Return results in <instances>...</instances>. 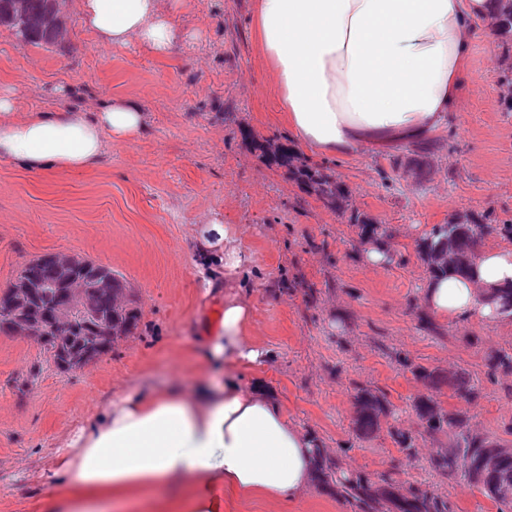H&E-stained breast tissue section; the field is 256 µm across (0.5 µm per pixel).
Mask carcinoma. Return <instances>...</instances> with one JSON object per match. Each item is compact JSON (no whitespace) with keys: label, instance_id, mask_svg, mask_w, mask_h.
<instances>
[{"label":"carcinoma","instance_id":"cac0c4a2","mask_svg":"<svg viewBox=\"0 0 512 512\" xmlns=\"http://www.w3.org/2000/svg\"><path fill=\"white\" fill-rule=\"evenodd\" d=\"M61 2L63 0H0V27L22 37L23 44L57 46L68 35ZM492 35L500 43L512 42V0H494ZM270 150L277 163L296 176L307 190L330 207L336 206L340 188L329 174L310 167L286 143H272ZM506 232L512 235V224H484L481 220L460 218L446 224H435L417 242L419 258L433 266V257L446 253L448 270L466 274L475 267L470 256L477 251L482 238ZM16 281L22 288L0 292V332L9 336L21 330L38 333L37 343L46 362L67 373L84 367L108 353L124 337L136 333L141 324V310L124 276L112 268L88 258H81L67 270L60 269L56 255L44 254L30 259L20 270ZM84 284V300L70 295L75 282ZM490 372H512V351L499 350L489 359ZM452 396L470 402L479 397L474 384L462 373L450 383ZM418 412L424 432L433 439L445 435L448 447L440 448L432 457V465L440 474L461 477L493 501L498 512H512V497L487 490L489 481L512 486V448L470 433L467 417L449 413L440 404L426 398L419 401ZM383 398L368 390L358 397L357 429L370 436L379 429ZM321 479L336 485L341 498L360 512H383L382 502L389 501L399 512H452L448 501L433 492L411 489L406 494L393 491L395 481L389 475L381 478L384 486L375 485L360 473L342 470L337 459L315 448Z\"/></svg>","mask_w":512,"mask_h":512}]
</instances>
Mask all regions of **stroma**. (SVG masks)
Masks as SVG:
<instances>
[{"mask_svg": "<svg viewBox=\"0 0 512 512\" xmlns=\"http://www.w3.org/2000/svg\"><path fill=\"white\" fill-rule=\"evenodd\" d=\"M184 42L158 56L131 45H96L67 0V40L56 47L20 44L0 28V89L21 112L88 110L137 101L147 128L112 146L90 170L31 173L0 162V290L30 259L67 251L112 267L129 282L142 313L139 330L72 373L44 368L20 389L19 377L42 363L38 343L0 333V512H40L59 494L57 448L129 389L190 391L203 369L194 353L225 299L252 306L245 335L265 358L241 366L249 389L263 380L290 422L316 438L348 472L372 481L392 475L400 490L447 499L454 512H497L461 478L433 468L447 437L432 440L416 410L436 396L469 417L471 432L512 447V374L490 373L488 358L512 349V317L421 327L428 268L416 244L433 225L472 215L512 222V112L496 88L507 49L486 21L473 24L454 112L425 146L363 148L328 157L296 150L336 178L341 210L309 194L266 154L269 140L291 138L286 115L251 38L255 0H170ZM234 229L245 257L226 272L206 262L193 230L209 213ZM386 225L391 256L363 261L361 220ZM444 380L466 373L476 401L435 390L415 367ZM384 395L380 428H356L360 389ZM415 438L413 455L393 431ZM224 512H355L336 489L313 480L295 501L224 497Z\"/></svg>", "mask_w": 512, "mask_h": 512, "instance_id": "obj_1", "label": "stroma"}]
</instances>
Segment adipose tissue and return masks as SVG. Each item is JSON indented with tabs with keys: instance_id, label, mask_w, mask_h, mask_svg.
<instances>
[{
	"instance_id": "obj_1",
	"label": "adipose tissue",
	"mask_w": 512,
	"mask_h": 512,
	"mask_svg": "<svg viewBox=\"0 0 512 512\" xmlns=\"http://www.w3.org/2000/svg\"><path fill=\"white\" fill-rule=\"evenodd\" d=\"M494 0H256L253 33L270 83L296 140L342 156L419 141L460 98L461 63L474 20ZM83 26L98 45L135 43L165 56L180 33L163 0H79ZM145 114L133 100L96 112H20L0 89V161L28 171L89 170L112 144L139 138ZM201 249H222L225 269L243 258L221 215L194 228ZM512 291V244L482 246L474 277L430 273L423 307L441 321L476 317L498 323L489 293ZM247 297L225 303L218 328L200 337L209 363L224 377H202L192 392L134 390L117 395L89 424L67 434L54 476L64 494L42 512H110L161 487L188 485L173 512H223V491L269 502L300 498L315 459L309 434L289 422L261 385L241 389L236 369L260 359L243 332Z\"/></svg>"
}]
</instances>
